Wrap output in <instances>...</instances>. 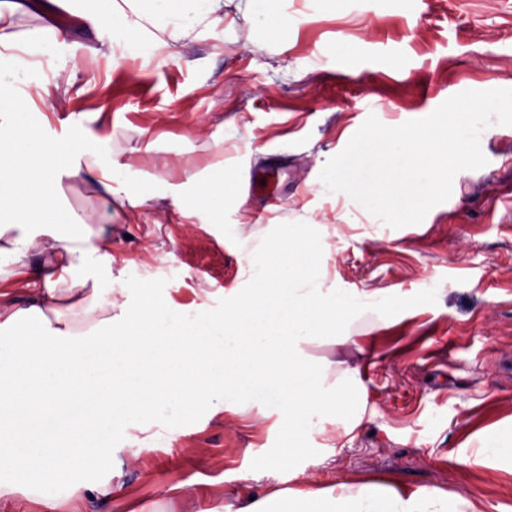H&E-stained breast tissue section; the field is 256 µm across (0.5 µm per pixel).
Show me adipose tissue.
Listing matches in <instances>:
<instances>
[{
    "instance_id": "adipose-tissue-1",
    "label": "adipose tissue",
    "mask_w": 512,
    "mask_h": 512,
    "mask_svg": "<svg viewBox=\"0 0 512 512\" xmlns=\"http://www.w3.org/2000/svg\"><path fill=\"white\" fill-rule=\"evenodd\" d=\"M74 15L96 35V53L109 60L136 59L153 49L186 57L201 29L244 25L275 37L300 23L289 0H0V424L16 439L0 443V467L21 470L20 494L40 488L43 502L61 468L86 456L111 466L114 430L132 445L148 447L186 401L220 407L225 396L277 406L289 436L324 434L326 447L351 445L363 415L366 388L358 367L337 362L335 370L313 364L308 352L320 335L356 314L353 299L319 272L315 251L283 246L275 264L254 260L248 294L225 300L215 294L182 306L167 297L118 301L112 277L108 224H125L131 210L146 206L129 195L124 166L105 161L84 168L67 143L50 144L44 126L31 121V95L67 99L70 81L30 87L26 73L64 43L67 29L36 27L14 32L17 13L45 5ZM96 190L91 209L59 211L62 179ZM190 196L169 195L187 223L222 222L212 205L223 177L189 173ZM357 180L349 167L327 172L320 193L345 211L358 205ZM59 242L50 259L43 245ZM25 284L37 303L12 304L9 287ZM98 314L91 333L78 331L76 314ZM45 373L32 384L30 365ZM64 440L41 446L44 429ZM226 512H478L465 493L411 488L389 481L358 485L309 484L291 493L255 491L236 498Z\"/></svg>"
}]
</instances>
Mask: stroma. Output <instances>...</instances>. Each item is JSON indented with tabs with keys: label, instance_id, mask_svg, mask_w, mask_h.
Here are the masks:
<instances>
[{
	"label": "stroma",
	"instance_id": "1",
	"mask_svg": "<svg viewBox=\"0 0 512 512\" xmlns=\"http://www.w3.org/2000/svg\"><path fill=\"white\" fill-rule=\"evenodd\" d=\"M280 39L245 29H209L182 60L164 52L115 66L75 31L44 69L68 75L71 100L45 101L52 140L82 149L108 122L112 158L130 168L132 195L153 196L135 224L112 227L113 275L124 265L176 302L217 289L243 290L254 246L301 237L323 242L324 272L345 295L403 297L365 314L351 342L324 340L325 365L352 360L366 386V413L350 447L321 449L319 435L289 438L276 408L191 410L141 450L112 437V465L75 461L51 491L55 512H110L72 497L74 487L111 482L144 512H224L250 490L306 482L360 484L387 478L410 487L470 490L482 512H512V459L465 469L476 437L512 428V126L485 129L484 167L458 172L450 198L417 225L373 236L340 221L317 188L329 158L368 116L387 126L432 114L466 91L512 89V0H420L415 13L391 0H327ZM174 172L205 165L227 176L224 221L181 224L153 165ZM257 183L240 200L243 177ZM308 213L310 226L295 222ZM292 445L293 470L259 458ZM182 485V497L168 496Z\"/></svg>",
	"mask_w": 512,
	"mask_h": 512
}]
</instances>
